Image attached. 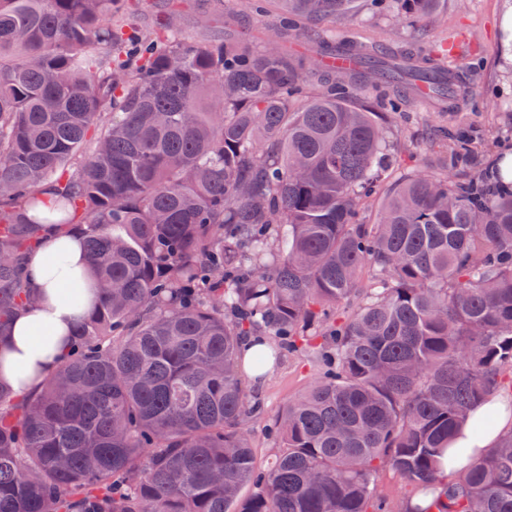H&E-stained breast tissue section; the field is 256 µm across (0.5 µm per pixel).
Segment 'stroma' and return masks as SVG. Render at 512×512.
Segmentation results:
<instances>
[{"instance_id": "obj_1", "label": "stroma", "mask_w": 512, "mask_h": 512, "mask_svg": "<svg viewBox=\"0 0 512 512\" xmlns=\"http://www.w3.org/2000/svg\"><path fill=\"white\" fill-rule=\"evenodd\" d=\"M263 6V13L258 14L248 0H175L171 5L166 0H136L128 21L138 30H148L173 8L190 41L220 39L229 30L246 42L263 45L279 17L275 0H264ZM352 26L382 48L413 31L396 17L376 16L367 10L353 19ZM420 26L430 40L455 39L454 66L478 73L477 80L468 82L463 92L467 118L485 130L478 151L492 156L512 150V0H448L443 17H427ZM452 120V115L409 104L403 117L389 126L388 139L392 149L429 155L438 149L428 137L429 130ZM315 372L309 357L284 355L263 378H245L244 385L261 400L266 419H270L307 389Z\"/></svg>"}]
</instances>
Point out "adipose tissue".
<instances>
[{"label": "adipose tissue", "instance_id": "obj_1", "mask_svg": "<svg viewBox=\"0 0 512 512\" xmlns=\"http://www.w3.org/2000/svg\"><path fill=\"white\" fill-rule=\"evenodd\" d=\"M26 268L27 286L38 303L21 312L10 335L0 338V383L20 399L33 394L68 356L73 329L100 302L83 243L74 234L51 229L27 254ZM77 275L86 281L80 302L63 301L61 290ZM511 432L512 413L504 411L495 426L482 435L462 425L452 445L467 449L468 455L454 461V469L466 468L471 459Z\"/></svg>", "mask_w": 512, "mask_h": 512}]
</instances>
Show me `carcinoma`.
<instances>
[{"instance_id": "cac0c4a2", "label": "carcinoma", "mask_w": 512, "mask_h": 512, "mask_svg": "<svg viewBox=\"0 0 512 512\" xmlns=\"http://www.w3.org/2000/svg\"><path fill=\"white\" fill-rule=\"evenodd\" d=\"M279 2L288 28L252 47L194 43L174 11L135 32L129 0H0V336L47 224L83 236L102 295L33 397L0 387V512H390L386 469L432 498L405 512H512V434L434 496L473 407L512 409V164L444 127L366 219L400 110L365 75L433 80L450 113L471 75L336 28L358 0ZM372 2L411 23L441 4ZM306 23L317 56L360 59L355 89L333 69L303 95L315 61L284 43ZM248 336L318 364L264 471L240 373L279 348L248 358Z\"/></svg>"}]
</instances>
